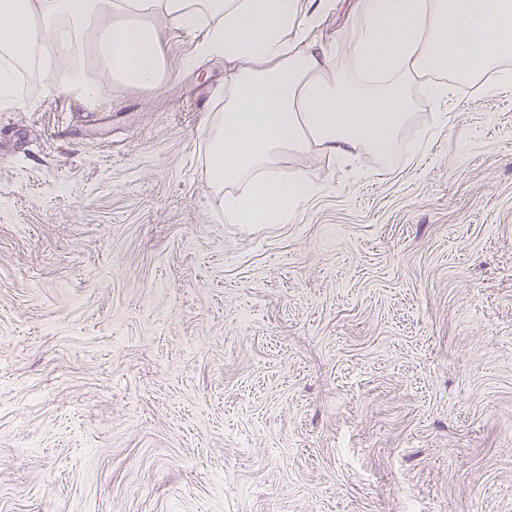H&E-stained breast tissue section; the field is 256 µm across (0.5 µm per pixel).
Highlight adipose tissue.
<instances>
[{
    "label": "adipose tissue",
    "instance_id": "ef3b65f1",
    "mask_svg": "<svg viewBox=\"0 0 512 512\" xmlns=\"http://www.w3.org/2000/svg\"><path fill=\"white\" fill-rule=\"evenodd\" d=\"M321 18L298 0H0V105L20 106V71L43 72L46 47L63 71L59 89L94 109L99 72L157 89L164 66L158 26L205 29L193 59L238 67L207 135L215 188L252 178L249 192L218 197L231 224H282L316 186L276 176L283 157L316 149L351 163L384 153L410 118L420 75L473 79L512 56V0H358L346 71L334 51L308 40Z\"/></svg>",
    "mask_w": 512,
    "mask_h": 512
}]
</instances>
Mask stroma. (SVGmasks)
Masks as SVG:
<instances>
[{"mask_svg":"<svg viewBox=\"0 0 512 512\" xmlns=\"http://www.w3.org/2000/svg\"><path fill=\"white\" fill-rule=\"evenodd\" d=\"M350 4L309 32L340 67ZM204 35L160 25L161 89L0 106V512H512V66L228 224Z\"/></svg>","mask_w":512,"mask_h":512,"instance_id":"obj_1","label":"stroma"}]
</instances>
